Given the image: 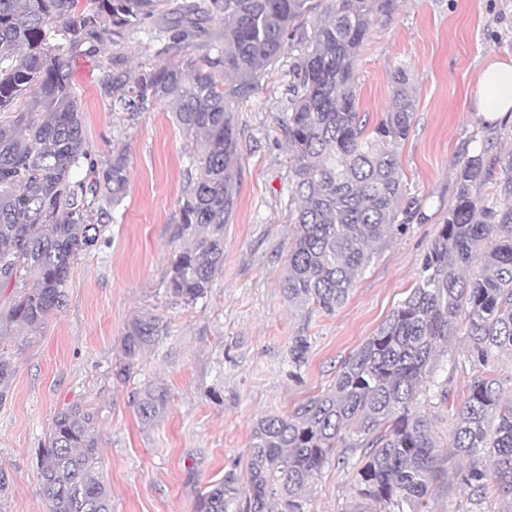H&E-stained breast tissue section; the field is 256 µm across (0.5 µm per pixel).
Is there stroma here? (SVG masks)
Masks as SVG:
<instances>
[{"mask_svg":"<svg viewBox=\"0 0 512 512\" xmlns=\"http://www.w3.org/2000/svg\"><path fill=\"white\" fill-rule=\"evenodd\" d=\"M112 54L107 46L77 59L72 82L99 160L114 145L127 146L130 187L103 242L72 265L64 307L30 343L0 352L14 372L0 401V512H49L35 451L56 413L73 402L98 414L112 512H194L201 489L241 469L258 417L288 412L330 388L341 363L416 283L421 257L454 201L455 164L487 134L473 88L488 60H512V0H394L370 29L354 63L359 110L377 124L391 105L394 69L408 71L416 107L398 154L405 195L419 216L331 314L290 306L281 292L294 227L285 207L290 152L275 118L297 51L286 50L236 109L238 197L224 270L190 307L174 303L163 280L192 144L166 105L139 114L111 110L99 86ZM142 311L162 316L168 334L122 382L112 368L128 321ZM296 336L307 337L310 348L294 380L288 347ZM150 383L165 384L169 402L145 426L132 395ZM308 496L311 512H364L351 474L333 460Z\"/></svg>","mask_w":512,"mask_h":512,"instance_id":"35a3bbf8","label":"stroma"}]
</instances>
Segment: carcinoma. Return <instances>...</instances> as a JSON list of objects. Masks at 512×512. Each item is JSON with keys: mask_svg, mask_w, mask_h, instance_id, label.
Returning a JSON list of instances; mask_svg holds the SVG:
<instances>
[{"mask_svg": "<svg viewBox=\"0 0 512 512\" xmlns=\"http://www.w3.org/2000/svg\"><path fill=\"white\" fill-rule=\"evenodd\" d=\"M392 0H330L307 27L313 0H0V284L16 294L0 315V344L35 330L64 304L71 265L102 240L129 183V155L112 147L102 165L71 81L73 61L140 32L168 57L132 76L110 59L100 95L114 112L166 104L193 141L188 186L172 231L166 273L174 301L205 298L224 268V236L237 199V105L285 47L302 57L289 72L277 119L288 140V218L294 235L281 281L288 304L331 314L379 251L418 215L403 202L397 147L415 99L408 72L392 74V104L373 128L358 112L354 61ZM214 21L223 31L212 32ZM24 99L27 107L15 110ZM479 151L456 163V196L420 262L419 278L376 332L341 364L325 393L286 415L255 422L243 475L230 471L197 496L196 512H310L306 491L336 458L372 512H423L439 488L490 499L512 512V151ZM168 334L163 317L136 314L114 369ZM460 338L461 351L450 350ZM295 336L289 375L307 363ZM470 378L458 403V379ZM440 390L448 441L435 435L419 396ZM149 384L133 398L145 426L167 408ZM95 411L76 402L54 418L38 449L49 512H112Z\"/></svg>", "mask_w": 512, "mask_h": 512, "instance_id": "obj_1", "label": "carcinoma"}]
</instances>
